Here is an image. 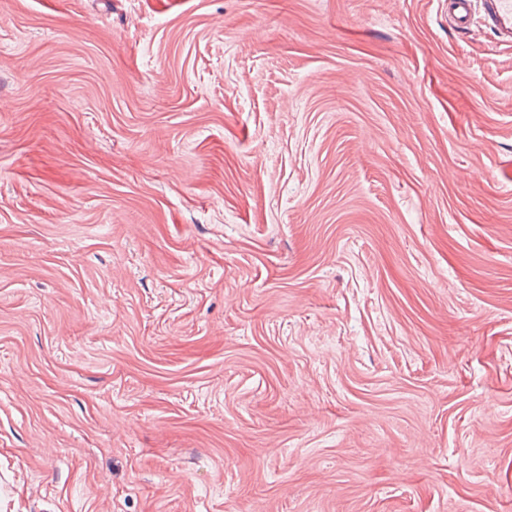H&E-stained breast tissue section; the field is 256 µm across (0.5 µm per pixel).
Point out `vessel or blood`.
<instances>
[{"instance_id":"b4317fda","label":"vessel or blood","mask_w":512,"mask_h":512,"mask_svg":"<svg viewBox=\"0 0 512 512\" xmlns=\"http://www.w3.org/2000/svg\"><path fill=\"white\" fill-rule=\"evenodd\" d=\"M481 24L493 35L494 46L512 47V0H448V25L468 32Z\"/></svg>"}]
</instances>
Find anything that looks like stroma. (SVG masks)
Masks as SVG:
<instances>
[{"label": "stroma", "mask_w": 512, "mask_h": 512, "mask_svg": "<svg viewBox=\"0 0 512 512\" xmlns=\"http://www.w3.org/2000/svg\"><path fill=\"white\" fill-rule=\"evenodd\" d=\"M445 0H0V512H512V48Z\"/></svg>", "instance_id": "stroma-1"}]
</instances>
